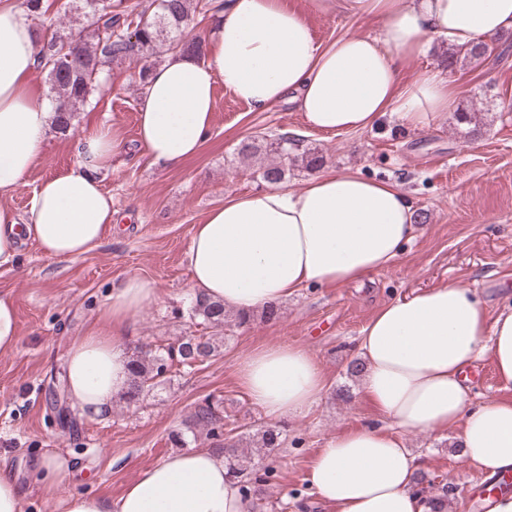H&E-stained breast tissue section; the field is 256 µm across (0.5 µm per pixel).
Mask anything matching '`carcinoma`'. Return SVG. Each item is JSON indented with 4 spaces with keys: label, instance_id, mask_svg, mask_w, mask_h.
Returning a JSON list of instances; mask_svg holds the SVG:
<instances>
[{
    "label": "carcinoma",
    "instance_id": "obj_1",
    "mask_svg": "<svg viewBox=\"0 0 512 512\" xmlns=\"http://www.w3.org/2000/svg\"><path fill=\"white\" fill-rule=\"evenodd\" d=\"M83 2L88 13L97 15L102 22L103 34L88 40L51 23L37 51L40 70L46 73L54 97L55 127L62 134L71 128L75 112L87 103L106 67L127 60L139 62L138 75L144 86L152 68L148 61L151 56L174 52L197 58L203 55L202 41L182 38L183 30L196 17L194 0H150L142 7L114 0ZM489 51L487 43L466 50L452 46L444 68L453 73L460 65L485 58ZM294 146L295 138L282 134L271 141L263 137L247 143L242 153L247 157H268L261 178L269 184H279L285 179L288 163L299 161L306 169L323 163V157L309 150L296 153ZM188 316L200 320L206 333L181 337L173 351L150 345L135 351L129 356V382L121 395L123 402H139L146 391L166 380L174 360L184 368L194 369L219 355L224 346V326L231 320L238 326L245 325L253 318L243 312L231 316L223 303L203 295L192 298ZM227 420L224 401L207 396L194 403L182 428L171 432L170 441L177 448H187L201 437L210 440L211 449L224 454L227 473L240 482L243 499L254 508L263 493L262 483L274 473L263 462L283 444L282 432L274 427L260 428L249 440V448L243 446L246 437L229 435Z\"/></svg>",
    "mask_w": 512,
    "mask_h": 512
}]
</instances>
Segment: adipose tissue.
<instances>
[{
	"instance_id": "ef3b65f1",
	"label": "adipose tissue",
	"mask_w": 512,
	"mask_h": 512,
	"mask_svg": "<svg viewBox=\"0 0 512 512\" xmlns=\"http://www.w3.org/2000/svg\"><path fill=\"white\" fill-rule=\"evenodd\" d=\"M322 11L374 19L377 35L316 40L290 0H224L205 59L181 53L149 72L138 102V136L151 164L196 154L212 127L214 88L223 83L251 109L289 100L307 125L340 134L372 127L388 112L412 124L448 111L447 80L402 81L403 67L435 41L471 47L512 31V0H313ZM37 29L23 11L0 5V196L38 163L55 120L37 101ZM119 132L85 134L76 162L42 180L25 215L0 205V268L15 265L21 239L53 258L94 247L112 223L100 180ZM416 231L414 209L397 183L350 170L315 175L296 191L269 187L225 200L196 225L188 260L193 292L252 311L310 287L360 281L389 267ZM158 292L132 276L111 293L98 323L73 342L64 380L87 416L112 409L127 387L123 334ZM361 393L387 419L331 440L314 457L309 482L336 512H432L415 490L418 465L402 431H458L463 456L489 475L512 471V400L470 402L466 372L491 355L512 388V307L489 316L485 300L454 284L381 308L358 338ZM240 381L274 419L295 416L326 389L313 357L295 345L247 353ZM56 512H246L223 454L173 453L142 471L117 500L73 492Z\"/></svg>"
}]
</instances>
